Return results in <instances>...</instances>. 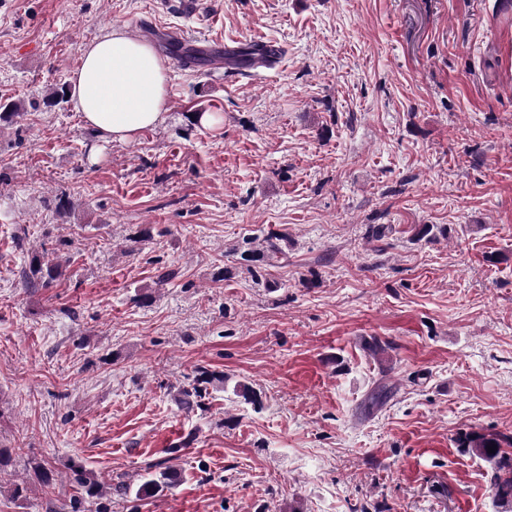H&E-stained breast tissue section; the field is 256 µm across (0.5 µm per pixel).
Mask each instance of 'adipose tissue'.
<instances>
[{"label":"adipose tissue","mask_w":512,"mask_h":512,"mask_svg":"<svg viewBox=\"0 0 512 512\" xmlns=\"http://www.w3.org/2000/svg\"><path fill=\"white\" fill-rule=\"evenodd\" d=\"M70 97L88 128L127 141L165 121L168 68L151 44L113 27L83 50Z\"/></svg>","instance_id":"ef3b65f1"}]
</instances>
